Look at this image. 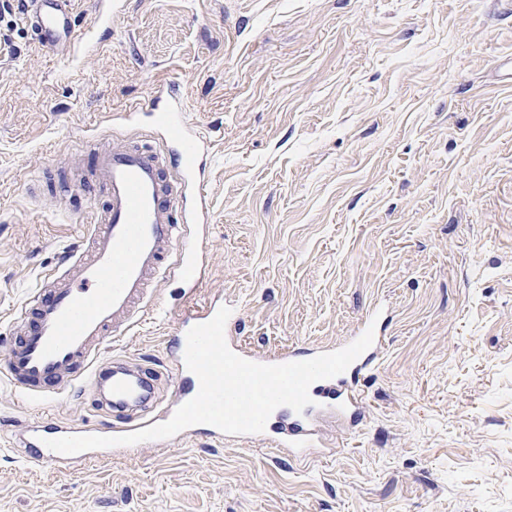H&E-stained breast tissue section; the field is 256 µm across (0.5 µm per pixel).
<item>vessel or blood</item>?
<instances>
[{
    "mask_svg": "<svg viewBox=\"0 0 512 512\" xmlns=\"http://www.w3.org/2000/svg\"><path fill=\"white\" fill-rule=\"evenodd\" d=\"M73 0H20L18 19L35 41L53 56L68 55L78 41ZM151 117L159 144L132 137L84 135L86 166L69 173L72 190L101 198L85 240L86 250H72L60 267L42 277L38 287L12 313L15 338L0 354V376L25 402L52 401L72 392L90 394L100 421L71 423L46 415L14 419L10 448L27 463L70 475L114 456L133 454L117 446L65 456L52 452L47 440L74 435L119 436L167 421L200 390L197 375L184 363L187 333L209 321L224 304L215 297L191 304L177 314L175 328L163 341L168 378L115 358L101 363L106 345L123 341L142 323L154 301L157 283L174 278L195 289L206 275L205 242L212 217L205 192L211 142L188 113L179 83H153L148 101L113 115V122L138 126ZM240 308L225 326L226 341L239 356L264 364L305 361L322 354L321 346L301 347L277 355L243 346L237 330ZM385 349L382 333L346 371L314 382L313 400L303 412L276 408L262 433L247 440L294 460L335 455L326 423L350 430L366 416L364 382ZM118 423H110V415Z\"/></svg>",
    "mask_w": 512,
    "mask_h": 512,
    "instance_id": "vessel-or-blood-1",
    "label": "vessel or blood"
}]
</instances>
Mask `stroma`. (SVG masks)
Here are the masks:
<instances>
[{
    "label": "stroma",
    "instance_id": "obj_1",
    "mask_svg": "<svg viewBox=\"0 0 512 512\" xmlns=\"http://www.w3.org/2000/svg\"><path fill=\"white\" fill-rule=\"evenodd\" d=\"M75 0L66 58L0 47V353L10 315L94 207L34 194L81 133L181 83L212 139L208 272L243 344H336L376 299L394 318L366 420L329 459L155 445L75 477L0 448V512H512V0ZM173 317L116 357L152 366Z\"/></svg>",
    "mask_w": 512,
    "mask_h": 512
}]
</instances>
